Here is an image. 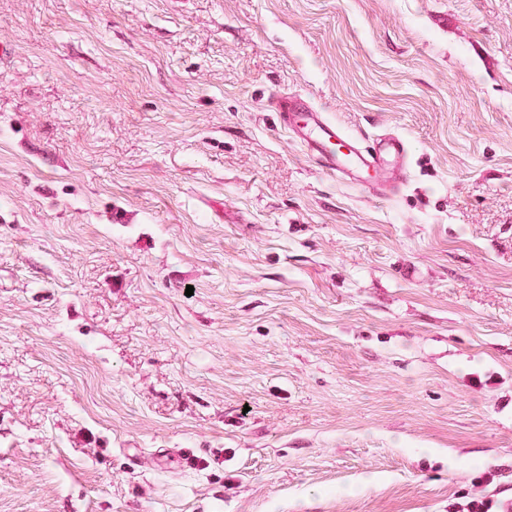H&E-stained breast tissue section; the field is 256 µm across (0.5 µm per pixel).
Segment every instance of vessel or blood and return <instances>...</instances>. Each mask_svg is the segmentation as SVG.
<instances>
[{"instance_id": "obj_1", "label": "vessel or blood", "mask_w": 512, "mask_h": 512, "mask_svg": "<svg viewBox=\"0 0 512 512\" xmlns=\"http://www.w3.org/2000/svg\"><path fill=\"white\" fill-rule=\"evenodd\" d=\"M275 107L292 140L319 168L339 180L374 191L407 170V143L399 135L384 134L366 147L358 135L329 120L322 109L301 106L286 96L277 97Z\"/></svg>"}]
</instances>
